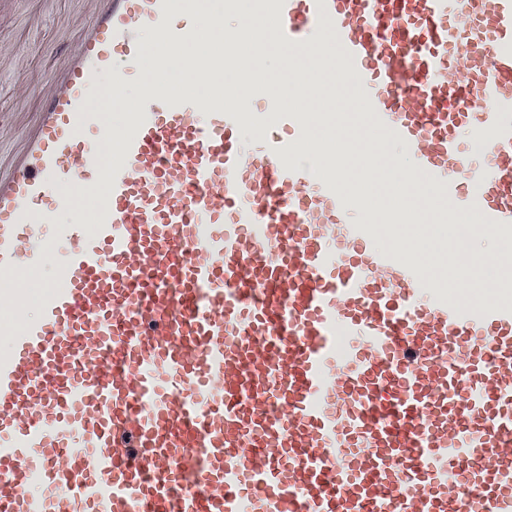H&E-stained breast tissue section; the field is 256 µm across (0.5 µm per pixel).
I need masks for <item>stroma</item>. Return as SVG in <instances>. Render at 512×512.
<instances>
[{"instance_id": "35a3bbf8", "label": "stroma", "mask_w": 512, "mask_h": 512, "mask_svg": "<svg viewBox=\"0 0 512 512\" xmlns=\"http://www.w3.org/2000/svg\"><path fill=\"white\" fill-rule=\"evenodd\" d=\"M89 11L88 0H0V45L13 53L0 73V116L37 110L35 97L15 101L16 87L41 85L59 69Z\"/></svg>"}]
</instances>
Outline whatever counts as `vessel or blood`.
<instances>
[{"label": "vessel or blood", "mask_w": 512, "mask_h": 512, "mask_svg": "<svg viewBox=\"0 0 512 512\" xmlns=\"http://www.w3.org/2000/svg\"><path fill=\"white\" fill-rule=\"evenodd\" d=\"M91 2L0 126V512H512V258L406 253L313 139L320 101L150 88L111 130L89 92L145 31L190 42L197 0ZM276 2L289 82L355 80L380 142L354 173L398 146L409 196L512 240V0ZM77 184L93 221L53 234Z\"/></svg>", "instance_id": "obj_1"}]
</instances>
